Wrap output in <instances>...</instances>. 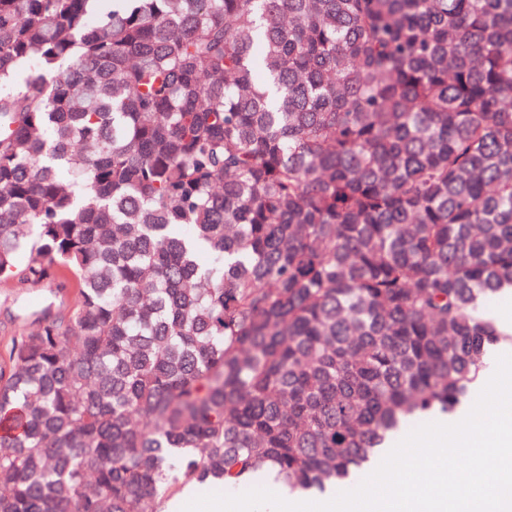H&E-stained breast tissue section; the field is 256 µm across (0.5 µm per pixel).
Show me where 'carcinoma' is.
I'll use <instances>...</instances> for the list:
<instances>
[{"label":"carcinoma","mask_w":512,"mask_h":512,"mask_svg":"<svg viewBox=\"0 0 512 512\" xmlns=\"http://www.w3.org/2000/svg\"><path fill=\"white\" fill-rule=\"evenodd\" d=\"M48 280L0 512L360 474L499 341L512 0H0V281Z\"/></svg>","instance_id":"cac0c4a2"}]
</instances>
